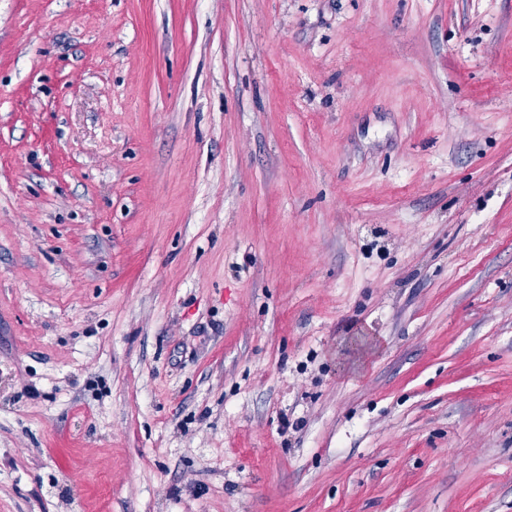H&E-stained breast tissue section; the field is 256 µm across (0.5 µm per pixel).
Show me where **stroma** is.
<instances>
[{"label": "stroma", "instance_id": "stroma-1", "mask_svg": "<svg viewBox=\"0 0 512 512\" xmlns=\"http://www.w3.org/2000/svg\"><path fill=\"white\" fill-rule=\"evenodd\" d=\"M0 512H512V0H0Z\"/></svg>", "mask_w": 512, "mask_h": 512}]
</instances>
